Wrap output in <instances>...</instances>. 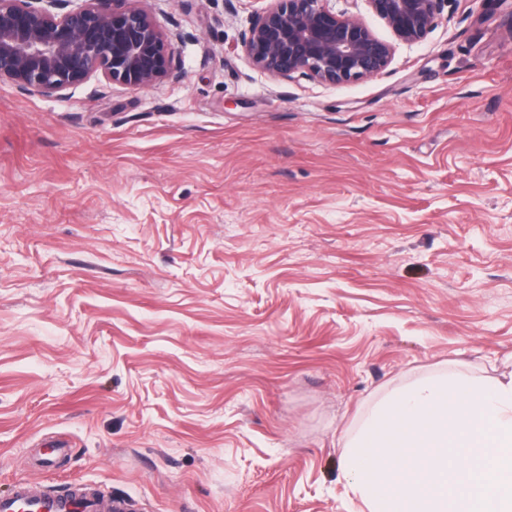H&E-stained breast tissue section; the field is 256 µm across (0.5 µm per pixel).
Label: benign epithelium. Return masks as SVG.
I'll return each instance as SVG.
<instances>
[{"mask_svg":"<svg viewBox=\"0 0 512 512\" xmlns=\"http://www.w3.org/2000/svg\"><path fill=\"white\" fill-rule=\"evenodd\" d=\"M140 0H0V81L46 96L93 77L134 88L174 73L167 34ZM327 0H271L242 39L256 67L274 78L326 84L381 72L391 45L364 22L337 14ZM371 11L407 43L421 41L445 0H367Z\"/></svg>","mask_w":512,"mask_h":512,"instance_id":"1","label":"benign epithelium"}]
</instances>
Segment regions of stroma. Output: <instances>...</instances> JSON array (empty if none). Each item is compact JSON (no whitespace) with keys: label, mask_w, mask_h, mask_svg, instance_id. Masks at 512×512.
<instances>
[{"label":"stroma","mask_w":512,"mask_h":512,"mask_svg":"<svg viewBox=\"0 0 512 512\" xmlns=\"http://www.w3.org/2000/svg\"><path fill=\"white\" fill-rule=\"evenodd\" d=\"M177 76L0 82V497L359 512L338 470L390 392L512 373V0H446L340 85L274 78L270 0H142Z\"/></svg>","instance_id":"obj_1"}]
</instances>
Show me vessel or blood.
I'll return each instance as SVG.
<instances>
[{"label":"vessel or blood","mask_w":512,"mask_h":512,"mask_svg":"<svg viewBox=\"0 0 512 512\" xmlns=\"http://www.w3.org/2000/svg\"><path fill=\"white\" fill-rule=\"evenodd\" d=\"M0 512H128V508L120 498L44 494L21 482L9 496L0 497Z\"/></svg>","instance_id":"b4317fda"}]
</instances>
